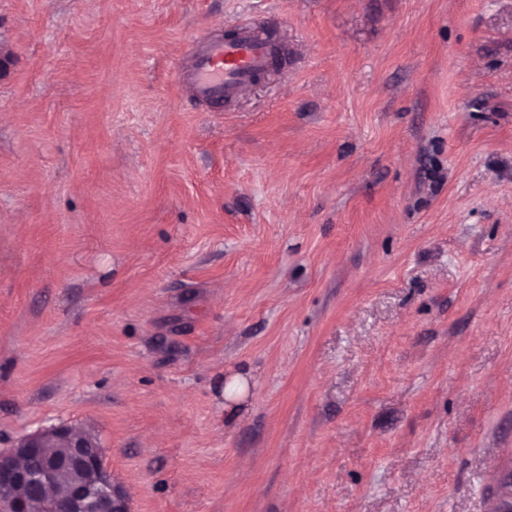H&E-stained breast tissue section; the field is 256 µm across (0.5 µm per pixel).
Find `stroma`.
Returning <instances> with one entry per match:
<instances>
[{"label": "stroma", "mask_w": 512, "mask_h": 512, "mask_svg": "<svg viewBox=\"0 0 512 512\" xmlns=\"http://www.w3.org/2000/svg\"><path fill=\"white\" fill-rule=\"evenodd\" d=\"M62 424L132 512H491L512 0H0V450ZM273 51L266 38L245 24L227 39L204 40L192 57L186 80L203 103L229 102L246 92L268 67Z\"/></svg>", "instance_id": "obj_1"}]
</instances>
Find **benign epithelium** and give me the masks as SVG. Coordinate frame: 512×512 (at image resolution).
Masks as SVG:
<instances>
[{
  "label": "benign epithelium",
  "mask_w": 512,
  "mask_h": 512,
  "mask_svg": "<svg viewBox=\"0 0 512 512\" xmlns=\"http://www.w3.org/2000/svg\"><path fill=\"white\" fill-rule=\"evenodd\" d=\"M28 489L46 503L63 499L59 512H131L129 496L113 482L96 438L68 425L25 435L0 451V503L8 502L10 512H31Z\"/></svg>",
  "instance_id": "obj_1"
}]
</instances>
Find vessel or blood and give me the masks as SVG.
<instances>
[{
  "label": "vessel or blood",
  "mask_w": 512,
  "mask_h": 512,
  "mask_svg": "<svg viewBox=\"0 0 512 512\" xmlns=\"http://www.w3.org/2000/svg\"><path fill=\"white\" fill-rule=\"evenodd\" d=\"M274 51L252 25L232 36L204 40L192 57L186 80L199 100L208 105L242 95L264 71Z\"/></svg>",
  "instance_id": "b4317fda"
}]
</instances>
